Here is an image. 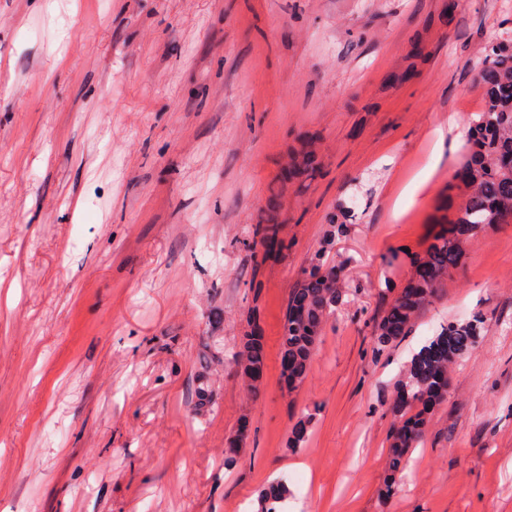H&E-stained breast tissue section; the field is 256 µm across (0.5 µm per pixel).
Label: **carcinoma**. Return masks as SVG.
<instances>
[{
    "label": "carcinoma",
    "mask_w": 512,
    "mask_h": 512,
    "mask_svg": "<svg viewBox=\"0 0 512 512\" xmlns=\"http://www.w3.org/2000/svg\"><path fill=\"white\" fill-rule=\"evenodd\" d=\"M485 103L462 147L457 174L448 182V192L464 188L460 205L448 219L451 231L439 234L430 244L418 270L428 276L417 279L376 321L378 344L386 347L410 329L414 314L436 294L442 276L458 267L462 253L460 242L490 224L512 223V200H506L504 181L512 179V47L491 45L478 76ZM253 236L259 244L273 241L277 224H257ZM339 269L318 263L304 271L298 288L288 299V313L281 334V357L290 364L288 382L297 386L304 380L324 319L333 314L343 300ZM472 323L444 329L412 360L399 384L396 412L403 422L394 444V467L401 466L404 454L416 444L424 417L448 392V363L463 355L474 342ZM244 372L263 371L264 357L258 337L250 336L242 353ZM288 496V487L274 482L259 498V512H278Z\"/></svg>",
    "instance_id": "obj_1"
}]
</instances>
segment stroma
<instances>
[{
	"mask_svg": "<svg viewBox=\"0 0 512 512\" xmlns=\"http://www.w3.org/2000/svg\"><path fill=\"white\" fill-rule=\"evenodd\" d=\"M493 43L512 0H0V512H257L278 480L282 512H512V224L374 336L458 203L434 147ZM268 209L285 252L252 245ZM324 246L349 289L292 391L288 297ZM477 316L394 475L403 374ZM241 355L246 359V363L243 368L246 374L252 376L253 371H263V350L257 336H248L244 346V351Z\"/></svg>",
	"mask_w": 512,
	"mask_h": 512,
	"instance_id": "stroma-1",
	"label": "stroma"
}]
</instances>
